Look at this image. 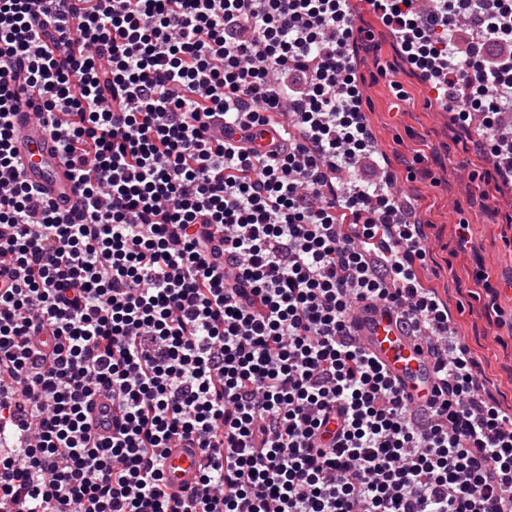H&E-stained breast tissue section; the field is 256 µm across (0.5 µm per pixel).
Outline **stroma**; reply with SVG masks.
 I'll list each match as a JSON object with an SVG mask.
<instances>
[{
	"mask_svg": "<svg viewBox=\"0 0 512 512\" xmlns=\"http://www.w3.org/2000/svg\"><path fill=\"white\" fill-rule=\"evenodd\" d=\"M355 52L373 102L368 113L380 158L396 185L417 207L430 256L425 273L448 305L459 337L487 376L488 395L512 414V305L494 286L512 276V180L494 175L491 160L471 140L478 126H461L432 106L434 92L403 61L378 15L358 12ZM496 200L484 210L480 191ZM468 224L471 241L460 246L455 227Z\"/></svg>",
	"mask_w": 512,
	"mask_h": 512,
	"instance_id": "stroma-1",
	"label": "stroma"
}]
</instances>
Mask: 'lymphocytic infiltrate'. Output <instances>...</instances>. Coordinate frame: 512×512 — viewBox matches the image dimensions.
Wrapping results in <instances>:
<instances>
[{
  "label": "lymphocytic infiltrate",
  "mask_w": 512,
  "mask_h": 512,
  "mask_svg": "<svg viewBox=\"0 0 512 512\" xmlns=\"http://www.w3.org/2000/svg\"><path fill=\"white\" fill-rule=\"evenodd\" d=\"M369 2L459 120L512 109L506 0ZM472 12L484 41L461 51ZM354 39L348 0H0V512H512V415L417 274L414 207L333 189L371 140ZM24 105L72 210L16 176ZM367 299L421 335L440 400L411 404L355 343ZM171 448L202 453L183 501ZM88 420L96 432L102 436L112 435V398L106 394H99L92 397L86 405Z\"/></svg>",
  "instance_id": "1"
}]
</instances>
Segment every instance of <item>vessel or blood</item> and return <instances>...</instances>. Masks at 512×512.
Instances as JSON below:
<instances>
[{
  "mask_svg": "<svg viewBox=\"0 0 512 512\" xmlns=\"http://www.w3.org/2000/svg\"><path fill=\"white\" fill-rule=\"evenodd\" d=\"M14 124L17 134L13 149L22 161L19 170L22 178L29 185L46 191L60 208L77 205L74 182L43 123L34 113L21 111L16 113ZM350 334L411 399L421 401L432 395L437 383L434 361L395 309L380 302L357 304L351 314ZM86 414L99 435H111L112 399L109 395L92 397L86 405ZM200 464L199 449H170L163 464L170 491L177 497H186L198 483Z\"/></svg>",
  "mask_w": 512,
  "mask_h": 512,
  "instance_id": "b4317fda",
  "label": "vessel or blood"
}]
</instances>
